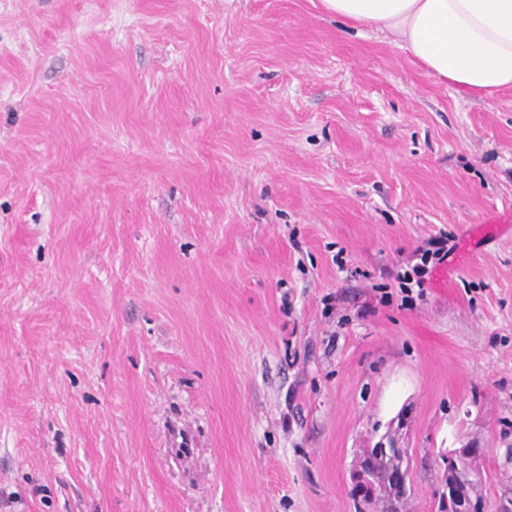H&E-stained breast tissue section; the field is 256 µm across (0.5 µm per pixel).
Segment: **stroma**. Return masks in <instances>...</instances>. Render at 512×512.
<instances>
[{
    "instance_id": "stroma-1",
    "label": "stroma",
    "mask_w": 512,
    "mask_h": 512,
    "mask_svg": "<svg viewBox=\"0 0 512 512\" xmlns=\"http://www.w3.org/2000/svg\"><path fill=\"white\" fill-rule=\"evenodd\" d=\"M512 89L320 0H0V512L512 499ZM452 249L404 299L398 272ZM392 453L400 454L404 460L409 461L408 448H398L391 441L388 443L381 441L374 448L363 449V451L357 456L354 467L351 471V489L354 496L362 498L371 497L374 494V490L371 487L366 474L365 465L372 457H380L382 455ZM479 454L480 448L466 447L448 450L445 457L446 476L441 488L436 492V499L444 511L469 512L470 502L473 512H484L485 501L478 489L477 479L474 478L468 485L473 475L471 461ZM465 489L469 502L464 495ZM443 510H438V512H443ZM400 461L397 458H388L376 460L374 469L379 478V486L376 495L369 501L362 499L363 503L370 509H374L377 505H382L380 512H404L406 499L399 501L398 492L394 491V487L386 483V474L389 470H397Z\"/></svg>"
}]
</instances>
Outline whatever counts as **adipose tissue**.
<instances>
[{
    "mask_svg": "<svg viewBox=\"0 0 512 512\" xmlns=\"http://www.w3.org/2000/svg\"><path fill=\"white\" fill-rule=\"evenodd\" d=\"M325 14L394 35L456 91L512 88V0H321Z\"/></svg>",
    "mask_w": 512,
    "mask_h": 512,
    "instance_id": "obj_1",
    "label": "adipose tissue"
}]
</instances>
